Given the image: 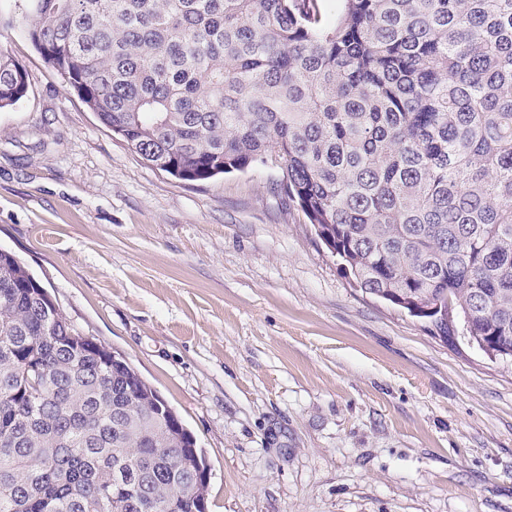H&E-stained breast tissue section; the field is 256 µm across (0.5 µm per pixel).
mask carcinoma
<instances>
[{"label": "carcinoma", "mask_w": 512, "mask_h": 512, "mask_svg": "<svg viewBox=\"0 0 512 512\" xmlns=\"http://www.w3.org/2000/svg\"><path fill=\"white\" fill-rule=\"evenodd\" d=\"M105 127L181 181L276 185L362 292L512 358V0H10ZM28 90L0 53V109ZM0 250V512H199L177 418Z\"/></svg>", "instance_id": "carcinoma-1"}]
</instances>
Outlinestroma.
<instances>
[{
  "mask_svg": "<svg viewBox=\"0 0 512 512\" xmlns=\"http://www.w3.org/2000/svg\"><path fill=\"white\" fill-rule=\"evenodd\" d=\"M0 52V249L173 408L208 512H512V362L354 287L276 168L177 180ZM27 90L26 71L10 57L0 53V109L14 106L27 94Z\"/></svg>",
  "mask_w": 512,
  "mask_h": 512,
  "instance_id": "obj_1",
  "label": "stroma"
}]
</instances>
